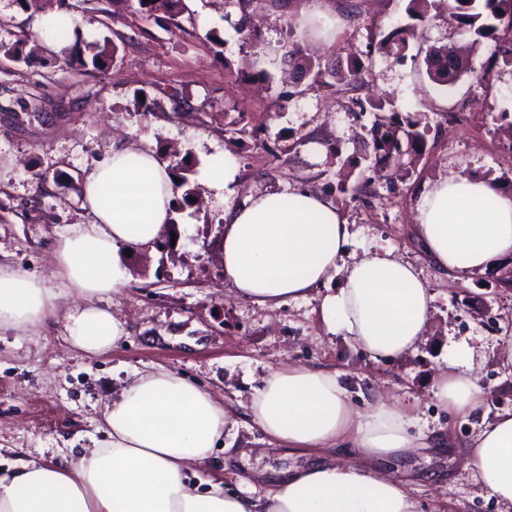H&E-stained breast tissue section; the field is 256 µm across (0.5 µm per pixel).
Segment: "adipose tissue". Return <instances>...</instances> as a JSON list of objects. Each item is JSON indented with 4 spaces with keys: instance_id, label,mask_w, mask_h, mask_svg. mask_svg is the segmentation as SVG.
Segmentation results:
<instances>
[{
    "instance_id": "obj_1",
    "label": "adipose tissue",
    "mask_w": 512,
    "mask_h": 512,
    "mask_svg": "<svg viewBox=\"0 0 512 512\" xmlns=\"http://www.w3.org/2000/svg\"><path fill=\"white\" fill-rule=\"evenodd\" d=\"M83 192L95 221L62 237L56 266L72 293L110 297L127 282L126 250L150 247L167 230L173 183L154 152L122 146L88 176ZM415 221L425 255L456 280L512 259V195L477 177L454 172L423 189ZM350 237L340 212L318 194L251 196L224 214V278L237 297L266 305L336 282L320 306L329 331L376 362L417 351L430 323L429 284L388 251L340 265ZM56 300L40 279L0 267V328L39 326ZM124 333L109 307L93 304L72 316L68 341L95 357ZM477 372L473 354L459 350L434 375L435 403L452 413L474 411L482 402ZM250 415L270 442L352 445L358 455L290 472L258 497L216 484L199 489L186 471L209 458L231 414L209 390L176 373H144L107 407L101 445L63 463L0 472V512H415L401 479L368 467L427 445L409 434L395 404L359 411L338 373L291 364L269 370ZM466 457L483 486L512 507V413L486 423Z\"/></svg>"
}]
</instances>
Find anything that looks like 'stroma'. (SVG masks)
Segmentation results:
<instances>
[{
	"label": "stroma",
	"instance_id": "obj_1",
	"mask_svg": "<svg viewBox=\"0 0 512 512\" xmlns=\"http://www.w3.org/2000/svg\"><path fill=\"white\" fill-rule=\"evenodd\" d=\"M309 0H288L267 16L254 44L237 31L236 0H184L177 19L148 17L137 0H81L72 26L85 40L108 37L118 53L109 69L52 63L49 52L24 53L21 61L0 53V265L44 280L58 294L47 322L27 330L0 328V469L35 459L59 462L94 447L105 435L103 412L136 374L168 370L210 390L234 423L209 460L190 467L198 481L233 492L263 495L282 470L304 469L323 459L351 455L347 448L273 449L252 422L249 405L271 367L303 364L336 370L349 400L367 410L387 399L407 414L413 437L448 438L453 448H419L376 461V469L406 478L416 512H512L490 495L463 454L483 422L512 412V359L499 338L512 331V260L465 281L436 269L412 232V214L422 187L452 171L499 183L512 195V130L495 122L512 113V66L497 65L489 83H477L493 53L484 42L470 55L471 73L441 90L425 73L417 48L404 61L370 42L404 19L408 0H327L336 36L315 48L322 67L334 69L357 55L363 83L336 95L297 76L293 97L275 116L270 94L245 83L240 72L255 65L274 76L288 69V47L303 42L287 20ZM56 0L30 12L16 0H0V43L39 35ZM218 31L223 48L207 34ZM179 90L184 117L140 120L134 99L152 100ZM385 98L418 113L431 133L402 180L372 183L368 194L326 193L336 177L329 170L330 142L356 164L369 139L371 115H357L356 99ZM35 106L31 120L23 106ZM247 133L230 141L231 130ZM288 144L287 157L272 148ZM119 146L162 153L173 147L196 164L220 152H235L233 192L202 189V210L177 213L180 234L172 252L136 249L126 257L128 283L111 298L124 337L108 353L89 357L71 348L68 327L83 305L56 278L54 254L62 236L90 223L78 187ZM46 182H39V175ZM286 189L326 194L350 225L347 258L388 250L414 265L429 282L432 315L418 350L396 361L371 360L343 336L328 331L320 314L326 287L270 307L235 298L220 261V221L245 198ZM480 364V407L468 415L438 407L432 376L458 349Z\"/></svg>",
	"mask_w": 512,
	"mask_h": 512
}]
</instances>
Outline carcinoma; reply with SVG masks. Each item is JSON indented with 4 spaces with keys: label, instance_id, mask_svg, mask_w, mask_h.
Here are the masks:
<instances>
[{
    "label": "carcinoma",
    "instance_id": "1",
    "mask_svg": "<svg viewBox=\"0 0 512 512\" xmlns=\"http://www.w3.org/2000/svg\"><path fill=\"white\" fill-rule=\"evenodd\" d=\"M139 11L149 16L162 10L172 16L176 15L182 0H137ZM241 17L239 20V33L244 39L251 42L256 39L255 32L248 26L250 11L263 8L268 11L281 9L282 0H239ZM444 8L448 22L455 25L464 35L473 38L478 44L487 39L495 42V55L502 58L506 64L512 65V38L502 37V34L512 32V0H409L406 13L407 23H398L383 37L374 49L401 60L405 58V51L410 43L418 41L419 28L426 22L430 11ZM76 44L83 45V49L65 47L61 54L66 65L87 63L103 68L112 62L116 56L117 47L108 38L92 41L82 40L78 30H73ZM423 62L426 74L437 85L450 88L454 86L462 75L468 73V68L454 67L448 69V50L441 47L426 52ZM288 66L300 71L312 79V83L326 88L334 93L343 91V87L357 82L361 73V62L355 55L349 56L346 66L328 72L314 63L306 56L305 48L295 43L288 50ZM359 112H372V123L369 129L370 142L363 160L367 162L366 170L379 173L388 171V179L399 178L400 170L405 166V160L420 154L426 145L430 127L416 116L409 113L402 114L391 110L381 101L363 104L356 101ZM133 110L143 119L166 114V106L162 101L150 103L139 100L134 101ZM171 177L176 179L174 186L184 189L182 198H174L173 210L178 211L191 203L190 197L195 195L197 185L191 182L193 164L189 158L170 167Z\"/></svg>",
    "mask_w": 512,
    "mask_h": 512
}]
</instances>
